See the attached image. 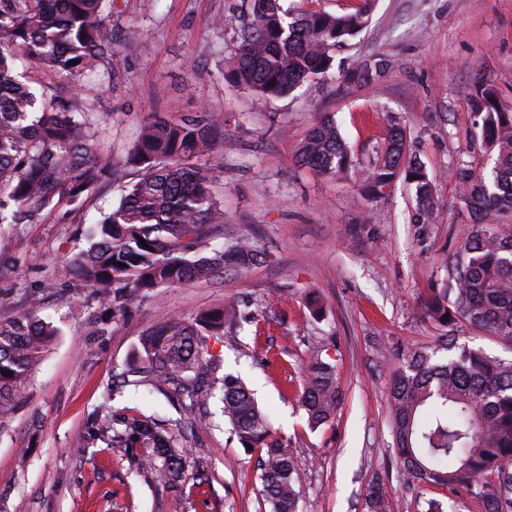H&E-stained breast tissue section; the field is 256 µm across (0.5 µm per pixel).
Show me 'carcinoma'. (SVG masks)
I'll list each match as a JSON object with an SVG mask.
<instances>
[{
  "label": "carcinoma",
  "instance_id": "carcinoma-1",
  "mask_svg": "<svg viewBox=\"0 0 512 512\" xmlns=\"http://www.w3.org/2000/svg\"><path fill=\"white\" fill-rule=\"evenodd\" d=\"M103 2L0 0L1 225L34 224L52 215L63 220L65 206L87 199L112 174L89 141L80 104L39 94L14 75L19 56L65 75L82 73L92 60L112 59ZM366 23L363 8L291 16L279 0H251V20L240 29L234 52V77L264 98L288 95L324 77L333 67V50ZM381 67L365 63L344 77L370 81ZM471 107L494 164L486 174L467 164L453 171L462 188L460 202L474 224L453 254L448 281L432 289L428 302L445 333L434 347L407 352L394 373L393 452L415 486L448 491L459 509L473 504L479 512H512V359L459 346L452 336L461 322L512 345V111L499 105L496 87L484 80L474 86ZM218 128L219 117L208 109L179 121L152 118L128 151L124 165L136 169V180L91 225L88 248L72 259L86 287L112 301V316L123 315L144 291L270 261V252L248 240L209 248V241L224 232L223 213L210 193L216 169L204 161L218 146ZM298 161L325 176L351 166L329 119L310 129ZM399 179L415 187L414 222L431 223L432 180L407 153L405 131L394 123L364 185L382 194ZM28 303L23 314L0 316V418L11 412L15 388L55 335L53 325L38 316L40 298L33 294ZM257 322L256 314L234 301L192 319L164 315L143 332L140 355L118 386L136 376L199 408L219 398L238 443L261 453L260 480L270 512H298L302 477L289 442L274 431L241 378H217L209 369L207 337ZM299 391L312 431L327 425L344 400L336 367L319 352L308 362ZM100 435L128 449L130 464L160 467L173 486L190 479L192 486L203 487L202 477L188 475V449L154 417L114 414ZM143 448L146 457L138 454ZM388 509L383 489L371 486L363 512Z\"/></svg>",
  "mask_w": 512,
  "mask_h": 512
}]
</instances>
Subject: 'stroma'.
I'll return each mask as SVG.
<instances>
[{"instance_id": "stroma-1", "label": "stroma", "mask_w": 512, "mask_h": 512, "mask_svg": "<svg viewBox=\"0 0 512 512\" xmlns=\"http://www.w3.org/2000/svg\"><path fill=\"white\" fill-rule=\"evenodd\" d=\"M365 4L368 22L334 51L335 74L269 101L229 79L249 0H109L111 62L78 79L21 59L15 71L38 89L80 101L88 133L114 175L63 223L0 226V310L27 311L37 292L41 317L58 334L0 418V512H267L257 452L231 435L219 404L204 422L175 394L114 386L142 333L169 313L184 318L235 299L263 319L207 341L220 371L237 372L288 439L304 474L299 512H362L369 484L386 491L391 512H417L419 498L445 499L409 484L392 449L389 392L401 352L432 346L439 334L427 313L432 286L471 222L452 172L489 171L468 104L477 78L512 110V0H281L293 13L340 14ZM385 70L368 85L337 72L366 60ZM209 108L224 117L211 160L212 193L224 235L273 255L270 263L207 280L160 288L113 318L89 289L65 274L85 249L84 234L117 204L136 171L124 158L150 115L176 120ZM333 119L352 166L323 176L297 161L310 128ZM410 154L434 183L435 219L411 222L415 190L398 182L366 195L360 178L381 156L392 120ZM316 293L314 317L306 304ZM335 364L346 401L333 422L309 430L298 394L313 350ZM155 415L181 434L204 465V494L170 488L160 470L129 465L126 451L93 439L115 410Z\"/></svg>"}]
</instances>
